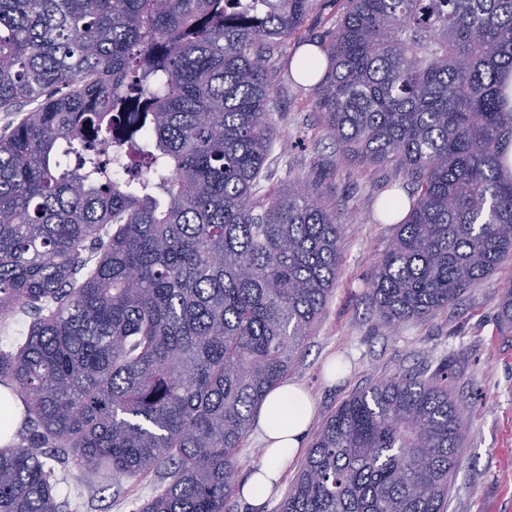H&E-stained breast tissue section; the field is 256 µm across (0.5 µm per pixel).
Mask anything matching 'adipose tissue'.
I'll use <instances>...</instances> for the list:
<instances>
[{"mask_svg":"<svg viewBox=\"0 0 512 512\" xmlns=\"http://www.w3.org/2000/svg\"><path fill=\"white\" fill-rule=\"evenodd\" d=\"M314 413L311 395L300 385L284 382L260 403L254 426L264 459L237 488L240 499L260 512L280 485L286 463L305 448Z\"/></svg>","mask_w":512,"mask_h":512,"instance_id":"adipose-tissue-1","label":"adipose tissue"}]
</instances>
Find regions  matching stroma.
Segmentation results:
<instances>
[{
  "mask_svg": "<svg viewBox=\"0 0 512 512\" xmlns=\"http://www.w3.org/2000/svg\"><path fill=\"white\" fill-rule=\"evenodd\" d=\"M313 10L275 56L268 101L273 150L264 170L268 188L307 183L342 226L336 286L306 337L288 381L315 401L309 430L355 391L412 369L434 371L451 362L448 387L462 404L467 439L448 494L447 512H512V326L500 319L502 293L512 287V261L468 289L453 305L393 327L370 300L379 257L396 233L380 220L387 190L406 193L395 168H372L347 158L327 132L308 86L286 67L310 43L337 26L346 0H314ZM341 367L329 377L330 363ZM65 512H136L166 483L163 474L121 479L119 486L81 481L74 465H56Z\"/></svg>",
  "mask_w": 512,
  "mask_h": 512,
  "instance_id": "35a3bbf8",
  "label": "stroma"
}]
</instances>
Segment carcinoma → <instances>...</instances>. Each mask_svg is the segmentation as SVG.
I'll list each match as a JSON object with an SVG mask.
<instances>
[{
  "label": "carcinoma",
  "instance_id": "cac0c4a2",
  "mask_svg": "<svg viewBox=\"0 0 512 512\" xmlns=\"http://www.w3.org/2000/svg\"><path fill=\"white\" fill-rule=\"evenodd\" d=\"M313 0H0V349L22 405L0 512H63L48 452L104 482L165 472L138 512H224L253 409L340 262L297 181L262 190L274 48ZM331 137L408 177L373 272L385 322L460 299L512 257V0H347L317 43ZM130 143L117 180L110 142ZM432 377L397 374L322 425L279 512H445L465 437ZM29 319L26 317H14L0 321V348L10 350L12 345L26 336Z\"/></svg>",
  "mask_w": 512,
  "mask_h": 512
}]
</instances>
